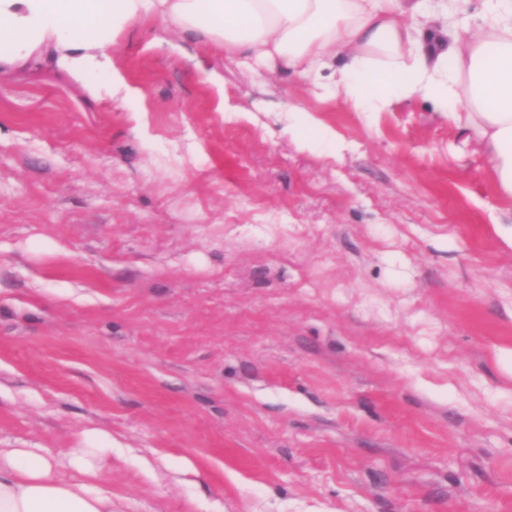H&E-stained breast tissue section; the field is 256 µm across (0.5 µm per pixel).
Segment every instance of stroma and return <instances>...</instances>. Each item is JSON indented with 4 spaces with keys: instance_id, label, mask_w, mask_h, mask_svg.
Listing matches in <instances>:
<instances>
[{
    "instance_id": "35a3bbf8",
    "label": "stroma",
    "mask_w": 512,
    "mask_h": 512,
    "mask_svg": "<svg viewBox=\"0 0 512 512\" xmlns=\"http://www.w3.org/2000/svg\"><path fill=\"white\" fill-rule=\"evenodd\" d=\"M64 53L0 64V445L111 435L116 512H512V199L474 135L157 19L99 82Z\"/></svg>"
}]
</instances>
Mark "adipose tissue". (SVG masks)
<instances>
[{"label": "adipose tissue", "mask_w": 512, "mask_h": 512, "mask_svg": "<svg viewBox=\"0 0 512 512\" xmlns=\"http://www.w3.org/2000/svg\"><path fill=\"white\" fill-rule=\"evenodd\" d=\"M155 18L206 36L228 59H259L306 76L335 70L354 108L421 94L484 145L512 197V0H491L477 29L445 0H0V62L55 37L79 47L68 66L95 77L90 53L116 30ZM87 447H0V512H113L112 484Z\"/></svg>", "instance_id": "obj_1"}]
</instances>
